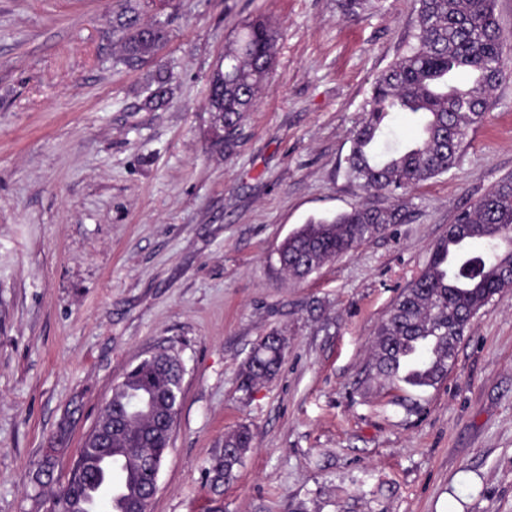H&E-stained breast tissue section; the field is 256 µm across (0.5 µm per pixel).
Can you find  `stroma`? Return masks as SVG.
Returning a JSON list of instances; mask_svg holds the SVG:
<instances>
[{
  "instance_id": "35a3bbf8",
  "label": "stroma",
  "mask_w": 512,
  "mask_h": 512,
  "mask_svg": "<svg viewBox=\"0 0 512 512\" xmlns=\"http://www.w3.org/2000/svg\"><path fill=\"white\" fill-rule=\"evenodd\" d=\"M142 0L154 56L120 61L123 0H0V512H49L112 387L160 346L182 404L151 512H512V289L436 386L367 379L380 324L461 210L512 176V75L406 219L307 279L277 250L309 218L369 196L344 175L374 78L414 41V0ZM280 39L232 150L214 147L208 77L236 25ZM169 104L143 109L152 76ZM278 376L245 393L272 330ZM253 447L208 475L226 432ZM56 449L50 481L32 473ZM288 340L278 330L266 334L256 345V353L242 363L239 389L248 393L256 384L273 380L281 367Z\"/></svg>"
}]
</instances>
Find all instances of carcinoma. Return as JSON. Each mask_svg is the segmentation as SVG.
I'll return each mask as SVG.
<instances>
[{
    "mask_svg": "<svg viewBox=\"0 0 512 512\" xmlns=\"http://www.w3.org/2000/svg\"><path fill=\"white\" fill-rule=\"evenodd\" d=\"M138 2L125 0L113 21L128 65L154 51L141 41ZM416 2L415 43L375 77L346 160L345 176L368 194L397 196L453 168L461 141L484 121L489 98L506 77L496 0ZM278 40V30L257 17L237 26L224 45L206 98L207 110L224 109V138L212 145L229 150L235 144L274 70ZM169 80L168 71L158 70L144 109L166 103ZM395 112L424 117L417 139L403 149L382 142L386 121ZM403 218L399 205L383 210L363 204L332 218L312 219L284 240L277 263L292 279L303 280ZM475 241L484 244V253L460 248ZM511 288L512 177H507L456 216L425 268L401 293L377 331L370 378L392 387L437 385L454 365L456 344L472 319ZM287 343L278 330L266 334L241 365L239 389L247 393L273 380ZM184 372L179 354L163 347L113 386L112 409L122 417L124 430L105 448H81L64 490L54 498L57 512H98L92 505L96 488L97 499L112 497L110 512H140L142 494L158 477L171 446L166 429L154 421L159 401L149 402L144 395L176 387ZM251 448L248 427L225 433L224 448L209 469L212 481H230Z\"/></svg>",
    "mask_w": 512,
    "mask_h": 512,
    "instance_id": "cac0c4a2",
    "label": "carcinoma"
}]
</instances>
